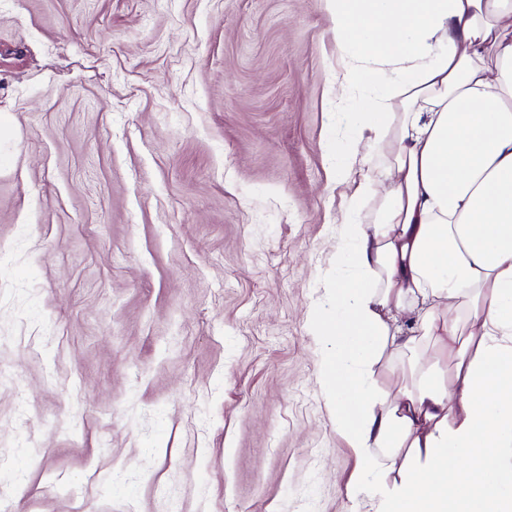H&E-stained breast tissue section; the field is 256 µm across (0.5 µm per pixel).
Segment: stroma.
<instances>
[{
  "mask_svg": "<svg viewBox=\"0 0 512 512\" xmlns=\"http://www.w3.org/2000/svg\"><path fill=\"white\" fill-rule=\"evenodd\" d=\"M341 63L325 0H0V512H370Z\"/></svg>",
  "mask_w": 512,
  "mask_h": 512,
  "instance_id": "1",
  "label": "stroma"
}]
</instances>
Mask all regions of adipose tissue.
<instances>
[{
	"label": "adipose tissue",
	"mask_w": 512,
	"mask_h": 512,
	"mask_svg": "<svg viewBox=\"0 0 512 512\" xmlns=\"http://www.w3.org/2000/svg\"><path fill=\"white\" fill-rule=\"evenodd\" d=\"M327 14L332 92L365 98L336 174L366 162L387 182L351 196L334 310L314 325L334 426L375 512H512V0H327ZM394 362L391 395L374 368ZM393 468L398 483L375 481Z\"/></svg>",
	"instance_id": "ef3b65f1"
}]
</instances>
